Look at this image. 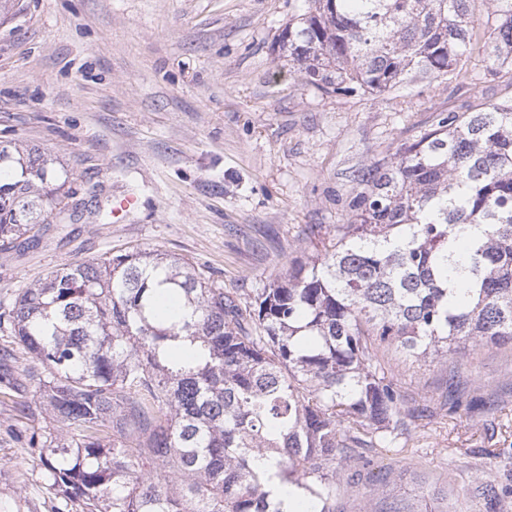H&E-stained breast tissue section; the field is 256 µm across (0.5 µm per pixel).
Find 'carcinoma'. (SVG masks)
<instances>
[{
	"instance_id": "carcinoma-1",
	"label": "carcinoma",
	"mask_w": 512,
	"mask_h": 512,
	"mask_svg": "<svg viewBox=\"0 0 512 512\" xmlns=\"http://www.w3.org/2000/svg\"><path fill=\"white\" fill-rule=\"evenodd\" d=\"M308 2L277 44L321 88L464 81L476 50L492 74L512 67V0ZM355 181L322 253L244 301L183 258L136 250L53 270L0 312L33 361L0 353V391L20 420L39 394L65 430L29 438L57 512H288L285 488L336 512L349 468L370 463L355 449L394 447L421 413L376 345L461 366L512 343V101L439 114ZM68 182L50 151L0 146L1 251L81 219ZM162 285L189 315L153 316ZM477 480L512 512V488Z\"/></svg>"
}]
</instances>
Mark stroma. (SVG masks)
Wrapping results in <instances>:
<instances>
[{
	"label": "stroma",
	"mask_w": 512,
	"mask_h": 512,
	"mask_svg": "<svg viewBox=\"0 0 512 512\" xmlns=\"http://www.w3.org/2000/svg\"><path fill=\"white\" fill-rule=\"evenodd\" d=\"M305 0H15L0 20V144L51 150L87 208L132 195L111 223L75 225L22 258L0 251V305L44 274L107 251L183 257L245 297L319 251L359 169L440 113L512 100V70L467 62L470 83L417 80L379 96L298 82L276 40ZM96 196H89V189ZM419 407L404 446L354 467L336 512H498L476 477L512 486V346L474 351L449 413L448 370L381 346ZM0 394V512H55L25 432ZM388 494H381V485Z\"/></svg>",
	"instance_id": "1"
}]
</instances>
